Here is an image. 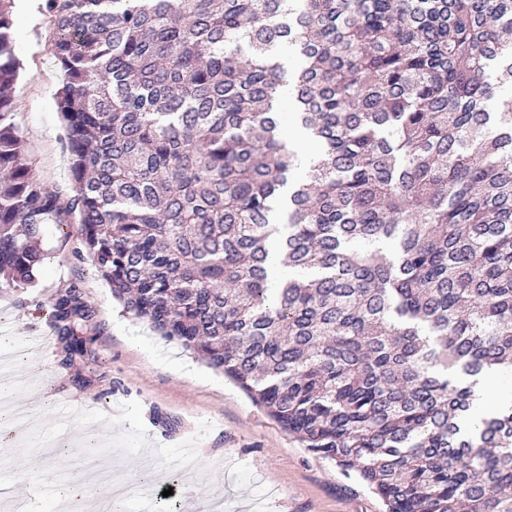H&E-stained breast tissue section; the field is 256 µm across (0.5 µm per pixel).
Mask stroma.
<instances>
[{"label": "stroma", "mask_w": 512, "mask_h": 512, "mask_svg": "<svg viewBox=\"0 0 512 512\" xmlns=\"http://www.w3.org/2000/svg\"><path fill=\"white\" fill-rule=\"evenodd\" d=\"M20 71L15 122L26 142L25 161L45 182L69 190L71 154L56 107L61 72L47 48L42 7L13 12ZM50 261L31 287L0 295V335L44 348L10 370L12 396L31 413L0 434V479L14 483L20 501L54 507L68 467L46 454L39 433L82 452L94 435L117 479L154 500L172 486L178 512H196L200 497L218 498L234 512H384L381 499L334 462L302 443L234 381L192 358L180 345L124 314L71 224L45 227ZM78 282L97 314L88 329L91 356L62 366L48 323L58 291Z\"/></svg>", "instance_id": "35a3bbf8"}]
</instances>
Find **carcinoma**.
I'll list each match as a JSON object with an SVG mask.
<instances>
[{
	"label": "carcinoma",
	"instance_id": "carcinoma-1",
	"mask_svg": "<svg viewBox=\"0 0 512 512\" xmlns=\"http://www.w3.org/2000/svg\"><path fill=\"white\" fill-rule=\"evenodd\" d=\"M12 2L0 290L75 224L124 313L386 512H512V410L464 427L467 378L512 372V0H44L67 196L21 162ZM50 317L63 364L90 353L77 282ZM293 114L294 113H292V119L288 130V136L289 139L291 140L293 147L298 153L300 163L299 171L301 172L303 171L306 164L309 162L312 154L308 152L309 139L306 135V132L305 130L301 129L299 125L295 122Z\"/></svg>",
	"mask_w": 512,
	"mask_h": 512
}]
</instances>
